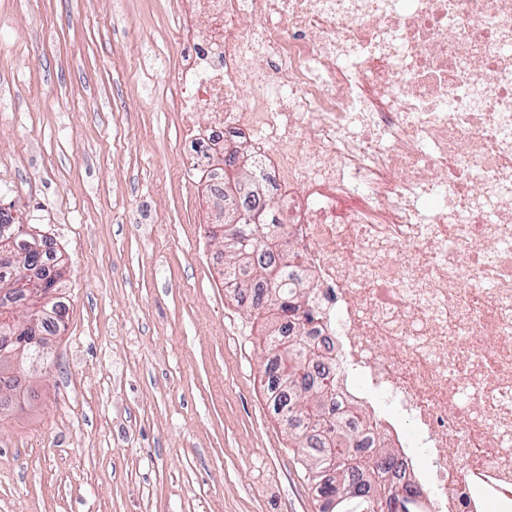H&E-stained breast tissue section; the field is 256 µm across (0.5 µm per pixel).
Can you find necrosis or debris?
Segmentation results:
<instances>
[{
  "label": "necrosis or debris",
  "instance_id": "4bbe7bcc",
  "mask_svg": "<svg viewBox=\"0 0 512 512\" xmlns=\"http://www.w3.org/2000/svg\"><path fill=\"white\" fill-rule=\"evenodd\" d=\"M174 8L183 165L220 197L211 156L249 143L330 413L417 512H512V0Z\"/></svg>",
  "mask_w": 512,
  "mask_h": 512
}]
</instances>
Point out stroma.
<instances>
[{
	"label": "stroma",
	"instance_id": "obj_1",
	"mask_svg": "<svg viewBox=\"0 0 512 512\" xmlns=\"http://www.w3.org/2000/svg\"><path fill=\"white\" fill-rule=\"evenodd\" d=\"M169 0H0V206L65 259L66 326L0 412V512H320L220 201L179 157Z\"/></svg>",
	"mask_w": 512,
	"mask_h": 512
}]
</instances>
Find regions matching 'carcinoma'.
Listing matches in <instances>:
<instances>
[{
  "mask_svg": "<svg viewBox=\"0 0 512 512\" xmlns=\"http://www.w3.org/2000/svg\"><path fill=\"white\" fill-rule=\"evenodd\" d=\"M227 195L241 192L257 176L254 171L224 173ZM237 217L232 237L224 246V284L236 279V273L258 265L259 273L273 279L276 287L258 291L251 309L259 313L274 310L282 322H294L310 315L308 289L289 280L288 269L277 268L269 261L258 259V253L272 248L281 228L263 221H253V213L231 210ZM21 221L0 223V266L8 265L14 273L0 277V333L16 337L11 347L33 349L46 343L56 333L54 319L62 305L61 272L41 273L47 260L59 266L58 251L47 237L22 234ZM22 301L27 306L26 322L11 323L13 304ZM267 351L275 353L271 387L274 390V412L281 416L295 447L301 452V462L308 479L315 484L318 498L324 500V512H387L391 503L398 504L394 512H414V494L387 481L385 474L396 465L394 452L377 449L366 458L358 454L356 431L339 419L328 416L329 372L321 381L312 380L311 369L323 357L314 344L302 336H285L280 325L266 336Z\"/></svg>",
  "mask_w": 512,
  "mask_h": 512,
  "instance_id": "1",
  "label": "carcinoma"
}]
</instances>
